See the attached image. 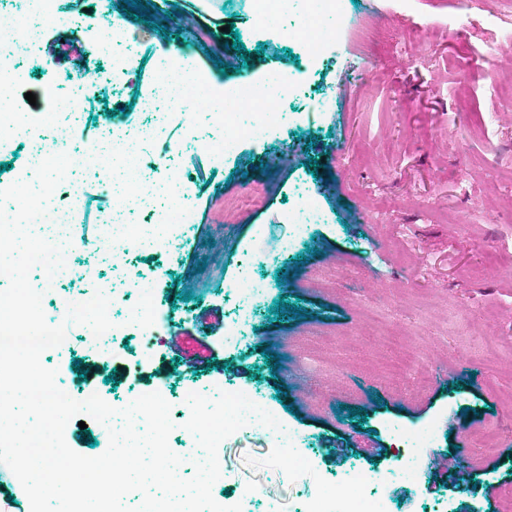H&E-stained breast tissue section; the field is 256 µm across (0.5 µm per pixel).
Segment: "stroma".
<instances>
[{"label":"stroma","mask_w":512,"mask_h":512,"mask_svg":"<svg viewBox=\"0 0 512 512\" xmlns=\"http://www.w3.org/2000/svg\"><path fill=\"white\" fill-rule=\"evenodd\" d=\"M124 0H60L66 25L46 26L36 49L16 47L22 71L15 110L30 124L51 112L70 85L80 89L71 117L74 147L112 126L151 123L146 103L157 60L189 53L220 83L288 77L279 131L241 137L223 159L195 147L215 135L206 110L169 129L165 145L146 144L150 181L188 188L197 222L176 251L124 256L154 281L163 318L144 354L139 328L121 333L116 353L99 357L83 336L45 367L76 392L106 393L114 407L160 390L173 412L202 389L252 395L299 437L278 447L244 427L219 450L215 500L243 512H308L352 470L383 475L366 493L391 512H506L512 491V0L484 8L467 0H359L341 38L319 65L299 43L252 34L235 0H142L151 23ZM234 32H226V25ZM113 27L138 47L113 79L103 40ZM376 27L383 38L364 40ZM241 40L245 53L232 47ZM80 49L67 65L66 43ZM36 96L27 102L26 93ZM321 160L312 174L311 159ZM308 187L324 219L296 229L287 220ZM95 221L74 225L58 295L112 285L97 248ZM268 283L252 328L230 343L237 283ZM191 300H183V293ZM289 309L276 314L277 301ZM300 314H292L291 306ZM187 336L180 351L168 338ZM279 358L271 370L262 350ZM96 370L79 377L77 360ZM429 429V448L404 456L401 436ZM494 437L500 468L480 443ZM303 456L307 468L284 467ZM467 471L453 485L432 464Z\"/></svg>","instance_id":"stroma-1"}]
</instances>
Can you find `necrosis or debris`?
<instances>
[{"instance_id":"obj_1","label":"necrosis or debris","mask_w":512,"mask_h":512,"mask_svg":"<svg viewBox=\"0 0 512 512\" xmlns=\"http://www.w3.org/2000/svg\"><path fill=\"white\" fill-rule=\"evenodd\" d=\"M348 0H251L253 31L257 34H278L280 37L302 42L309 65L321 59L325 43L338 38L344 26ZM23 7L8 25L0 26V152L23 145L28 160H42L55 153H67L73 166L108 178L111 171H118L127 196H136L144 184L145 156L137 149V142L157 140L163 129L184 122L190 110L200 99L223 97L231 104L224 113L223 139L208 144V151L215 156L230 153L240 136H261L274 133L280 126L281 101L290 88L284 83H265L262 91L240 93L235 85L217 87L210 80L197 77L191 55L181 53L161 60L154 72L150 98H163L167 109L158 116L156 127L150 129L113 127L111 134L96 140L81 150L71 147V126L65 118L72 111L74 99L57 101L53 113L43 119V130H23L14 111L12 91L21 80L13 48L16 44L36 43L47 23L57 16V0H22ZM301 7L302 20L295 27H281L280 20L294 7ZM121 203H112L99 214L106 230L98 243L108 255L125 254L142 247L144 234L140 227L122 220ZM162 224L161 235L153 241L154 247L173 250L184 234L196 222V212L187 200L173 198L169 208L158 218ZM366 481L362 472H353L348 484L350 491L342 498L325 495L314 500L309 512H390L384 499L362 493Z\"/></svg>"}]
</instances>
